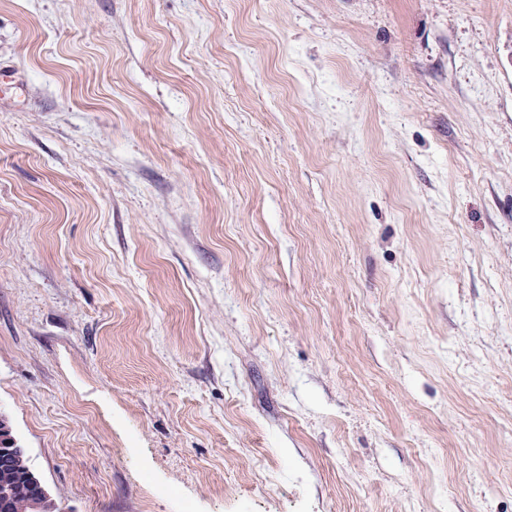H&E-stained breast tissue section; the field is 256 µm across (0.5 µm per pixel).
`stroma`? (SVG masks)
Listing matches in <instances>:
<instances>
[{"label": "stroma", "mask_w": 512, "mask_h": 512, "mask_svg": "<svg viewBox=\"0 0 512 512\" xmlns=\"http://www.w3.org/2000/svg\"><path fill=\"white\" fill-rule=\"evenodd\" d=\"M0 69L60 512H512V0H0Z\"/></svg>", "instance_id": "stroma-1"}]
</instances>
